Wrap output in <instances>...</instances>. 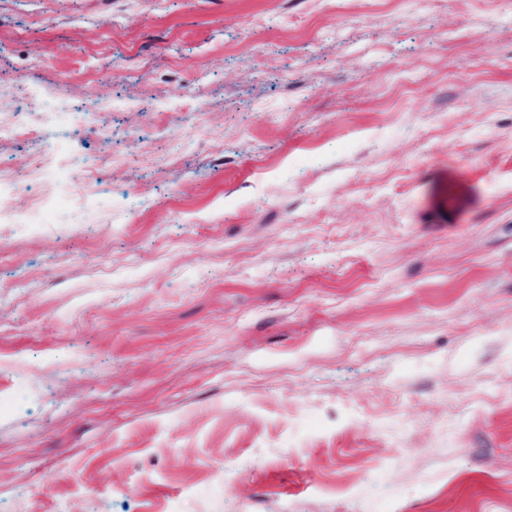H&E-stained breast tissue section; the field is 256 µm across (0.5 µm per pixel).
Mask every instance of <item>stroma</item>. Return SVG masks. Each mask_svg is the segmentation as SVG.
Instances as JSON below:
<instances>
[{
  "label": "stroma",
  "mask_w": 512,
  "mask_h": 512,
  "mask_svg": "<svg viewBox=\"0 0 512 512\" xmlns=\"http://www.w3.org/2000/svg\"><path fill=\"white\" fill-rule=\"evenodd\" d=\"M0 168V512H512V0H0ZM59 110L57 103L51 100H31L25 111L17 112V118L9 131L12 136L26 140H35L33 137V117L55 115Z\"/></svg>",
  "instance_id": "obj_1"
}]
</instances>
